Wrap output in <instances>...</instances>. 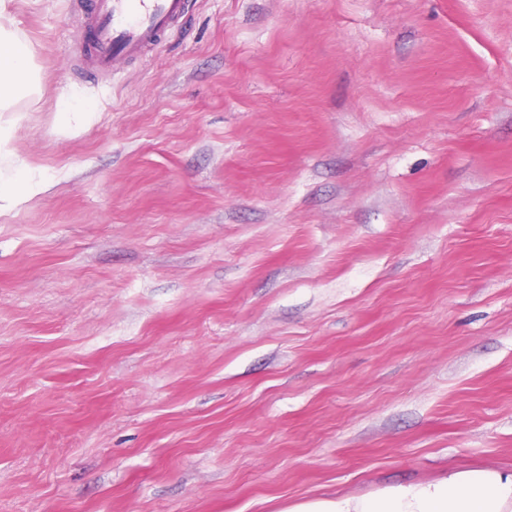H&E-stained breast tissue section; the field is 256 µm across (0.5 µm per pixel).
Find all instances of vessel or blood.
Masks as SVG:
<instances>
[{"instance_id":"vessel-or-blood-1","label":"vessel or blood","mask_w":512,"mask_h":512,"mask_svg":"<svg viewBox=\"0 0 512 512\" xmlns=\"http://www.w3.org/2000/svg\"><path fill=\"white\" fill-rule=\"evenodd\" d=\"M89 6L85 57L91 68L107 71L158 45L184 15L186 0H90Z\"/></svg>"}]
</instances>
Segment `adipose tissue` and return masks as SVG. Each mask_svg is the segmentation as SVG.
Masks as SVG:
<instances>
[{
	"instance_id": "ef3b65f1",
	"label": "adipose tissue",
	"mask_w": 512,
	"mask_h": 512,
	"mask_svg": "<svg viewBox=\"0 0 512 512\" xmlns=\"http://www.w3.org/2000/svg\"><path fill=\"white\" fill-rule=\"evenodd\" d=\"M36 48L0 5V112L15 111L35 89ZM284 512H512V471L452 470L430 482L379 489L361 497L308 499Z\"/></svg>"
}]
</instances>
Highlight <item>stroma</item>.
I'll return each instance as SVG.
<instances>
[{
  "mask_svg": "<svg viewBox=\"0 0 512 512\" xmlns=\"http://www.w3.org/2000/svg\"><path fill=\"white\" fill-rule=\"evenodd\" d=\"M0 512H282L512 469V0H189L108 73L7 0ZM0 2V112L16 111L21 96L33 92L35 76L32 61L36 48L23 40L6 16Z\"/></svg>",
  "mask_w": 512,
  "mask_h": 512,
  "instance_id": "stroma-1",
  "label": "stroma"
}]
</instances>
